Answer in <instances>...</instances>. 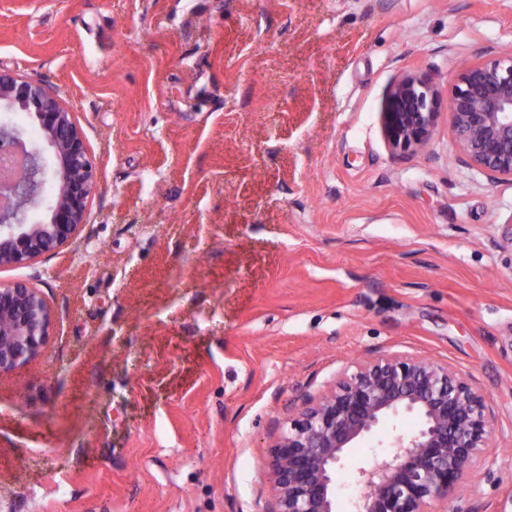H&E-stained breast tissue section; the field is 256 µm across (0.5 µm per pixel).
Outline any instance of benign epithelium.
<instances>
[{
  "mask_svg": "<svg viewBox=\"0 0 512 512\" xmlns=\"http://www.w3.org/2000/svg\"><path fill=\"white\" fill-rule=\"evenodd\" d=\"M26 112L51 158L27 155L26 176L0 191V267L25 265L67 243L85 223L97 173L73 114L49 89L0 73V112ZM439 117L438 92L408 73L390 88L382 130L395 154L426 149ZM449 123L465 163L491 180H512V53L484 55L455 76ZM28 133L0 121V150H24ZM45 202L49 220L23 223ZM51 312L39 289L0 284V374L35 360L49 336ZM411 416L416 428H392L378 440L373 462L357 469L369 492L355 512H432L471 479L493 433L484 395L452 366L424 358L383 355L354 365L325 393L307 397L271 446L266 474L276 512H336V467L350 448L383 423Z\"/></svg>",
  "mask_w": 512,
  "mask_h": 512,
  "instance_id": "obj_1",
  "label": "benign epithelium"
}]
</instances>
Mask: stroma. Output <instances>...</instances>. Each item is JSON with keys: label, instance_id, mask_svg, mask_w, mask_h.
Wrapping results in <instances>:
<instances>
[{"label": "stroma", "instance_id": "35a3bbf8", "mask_svg": "<svg viewBox=\"0 0 512 512\" xmlns=\"http://www.w3.org/2000/svg\"><path fill=\"white\" fill-rule=\"evenodd\" d=\"M512 0H0V73L55 92L97 171L0 375V512H274L268 450L356 359L445 362L495 429L447 512H512V182L464 164L455 75ZM427 75L425 151L380 112ZM438 92L425 76L408 73L390 88L381 112L382 130L395 154L426 149L440 112Z\"/></svg>", "mask_w": 512, "mask_h": 512}]
</instances>
